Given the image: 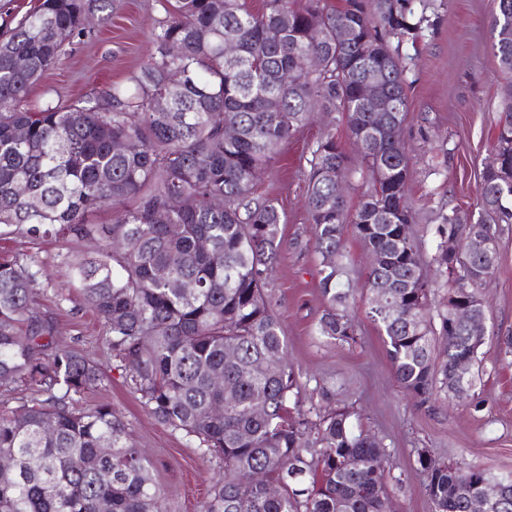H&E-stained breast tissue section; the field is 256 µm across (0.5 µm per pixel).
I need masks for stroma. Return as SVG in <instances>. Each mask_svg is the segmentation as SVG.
I'll return each mask as SVG.
<instances>
[{
    "mask_svg": "<svg viewBox=\"0 0 512 512\" xmlns=\"http://www.w3.org/2000/svg\"><path fill=\"white\" fill-rule=\"evenodd\" d=\"M166 0H112L107 20L33 86L35 105L81 102L99 95L146 63L152 32L165 16ZM492 0H434L431 24L406 43L410 110L402 137L411 157L408 198L412 231L424 256L436 244L440 212L469 213L479 195V176L491 156L502 112V81L490 24ZM328 121L315 114L310 125L281 149L263 170L255 193L284 210L283 246L266 287L279 314L288 358L300 376L303 402L330 410L343 405L360 414L356 426L382 439L389 454L391 512H432L423 493L425 475L417 452L466 468L512 471V224L499 227V262L482 286L490 334L479 354L482 381L460 403L439 398L417 407L398 386L376 325L367 318L370 296L363 288L368 254L354 236L345 240L351 315L356 339L339 343L317 336L325 306L318 285V256L304 208L307 160ZM68 238L9 236L0 255L33 257L50 275L37 302L51 317L63 344L98 363L105 378L85 393L80 406L107 401L145 448L167 512H201L211 485L223 477L218 459H206L183 433L154 419L125 382V372L104 343L95 313L69 286L68 263L89 251Z\"/></svg>",
    "mask_w": 512,
    "mask_h": 512,
    "instance_id": "stroma-1",
    "label": "stroma"
}]
</instances>
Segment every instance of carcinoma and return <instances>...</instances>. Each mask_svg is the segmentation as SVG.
Returning <instances> with one entry per match:
<instances>
[{
    "instance_id": "carcinoma-1",
    "label": "carcinoma",
    "mask_w": 512,
    "mask_h": 512,
    "mask_svg": "<svg viewBox=\"0 0 512 512\" xmlns=\"http://www.w3.org/2000/svg\"><path fill=\"white\" fill-rule=\"evenodd\" d=\"M107 0H41L0 40V236L69 237L96 244L70 264V287L100 319L112 358L158 421L220 460L224 478L203 512H386L389 453L355 432L354 408L303 407L279 314L265 293L286 217L254 183L280 147L325 112L345 123L366 169L351 207L336 195L350 174L336 135L312 145L304 206L320 257L326 301L316 325L350 343L344 233L375 256L364 287L386 297L369 318L385 337L400 387L419 407L443 393L462 400L480 375L487 335L477 289L499 259L497 225L512 224V105L498 127V164L480 175L477 215H439L430 263L448 292L473 305V323L432 312L436 281L417 285L423 266L407 201L409 112L403 44L417 37L429 0H174L154 30L149 61L93 105L27 107L31 87L91 38L84 20ZM492 24L503 94L512 102V0H493ZM276 30L280 38L266 37ZM233 41L238 58L224 57ZM319 66L288 79L305 55ZM376 74L385 112L361 103ZM163 99L168 111L157 112ZM232 126L237 135L224 136ZM124 142L122 152L114 145ZM122 211L110 224L90 216ZM166 222L156 220L157 212ZM492 242L483 256L448 252V237ZM119 247L114 248L112 244ZM46 277L34 259L0 260V386L25 401L0 402V512H165L151 460L112 405L76 406L98 386L99 366L59 343L34 307ZM191 283L194 288H183ZM448 342L443 357L434 340ZM224 384L215 383L216 377ZM417 462L433 512H468L494 496L491 512H512V473L465 470L424 449ZM279 486L272 495L269 487Z\"/></svg>"
}]
</instances>
